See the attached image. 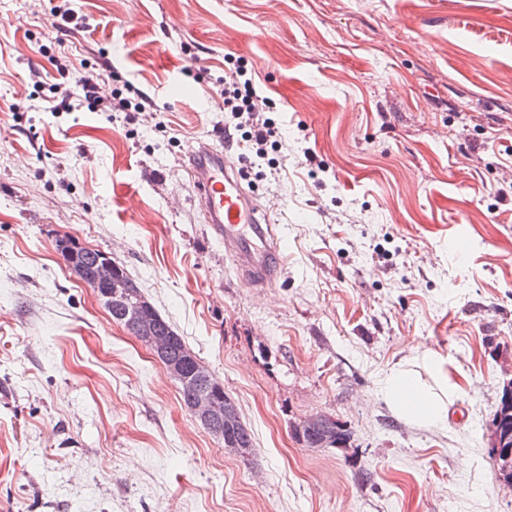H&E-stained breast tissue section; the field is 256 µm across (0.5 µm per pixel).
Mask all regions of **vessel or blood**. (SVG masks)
I'll list each match as a JSON object with an SVG mask.
<instances>
[{"label":"vessel or blood","mask_w":512,"mask_h":512,"mask_svg":"<svg viewBox=\"0 0 512 512\" xmlns=\"http://www.w3.org/2000/svg\"><path fill=\"white\" fill-rule=\"evenodd\" d=\"M192 199L213 235L255 287L276 284L285 266L267 210L242 184V172L227 152L201 143L184 161Z\"/></svg>","instance_id":"obj_1"}]
</instances>
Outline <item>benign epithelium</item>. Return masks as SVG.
Here are the masks:
<instances>
[{
  "label": "benign epithelium",
  "instance_id": "7a95c632",
  "mask_svg": "<svg viewBox=\"0 0 512 512\" xmlns=\"http://www.w3.org/2000/svg\"><path fill=\"white\" fill-rule=\"evenodd\" d=\"M70 269L76 279L84 284L87 283V278H93L100 301L122 313L127 327L136 332L138 340L156 359L164 363L174 379L186 387L196 383L195 372L189 368L191 358H169L168 352L176 336L171 332L161 334L156 331L157 314L154 308L136 292L133 284L122 276L109 255H103L90 274L79 265H72ZM189 411L220 442H224L222 423H231L236 419L234 408L224 406V387L221 385L214 390L198 391L190 402Z\"/></svg>",
  "mask_w": 512,
  "mask_h": 512
}]
</instances>
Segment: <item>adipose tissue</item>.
I'll use <instances>...</instances> for the list:
<instances>
[{
  "mask_svg": "<svg viewBox=\"0 0 512 512\" xmlns=\"http://www.w3.org/2000/svg\"><path fill=\"white\" fill-rule=\"evenodd\" d=\"M385 394L393 408L409 420L438 424L446 417L447 390H434L414 369L393 371L386 381Z\"/></svg>",
  "mask_w": 512,
  "mask_h": 512,
  "instance_id": "obj_1",
  "label": "adipose tissue"
}]
</instances>
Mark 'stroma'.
<instances>
[{
	"mask_svg": "<svg viewBox=\"0 0 512 512\" xmlns=\"http://www.w3.org/2000/svg\"><path fill=\"white\" fill-rule=\"evenodd\" d=\"M0 0V512H512V0ZM52 48V65L38 50ZM281 131L244 186L287 260L253 288L192 201L228 58ZM109 61L153 112H47ZM201 80H194V73ZM109 254L223 385L225 453L55 242ZM414 364L448 418L397 413ZM327 414L339 448L294 437ZM492 422L496 423L497 428L500 430V433L503 438L505 436H508V440H507L506 444H511V448H512V410H511V413L502 414L501 416H499L496 412ZM500 433H499V431H497L495 429V427L492 426V446H491L492 448H491V451L497 457V459H500V455H503V459L505 461L504 472L506 474H508L509 467L512 465V462H511L512 454L510 452H508V454H507L506 452L503 451L502 446H503L504 441H503Z\"/></svg>",
	"mask_w": 512,
	"mask_h": 512,
	"instance_id": "35a3bbf8",
	"label": "stroma"
}]
</instances>
